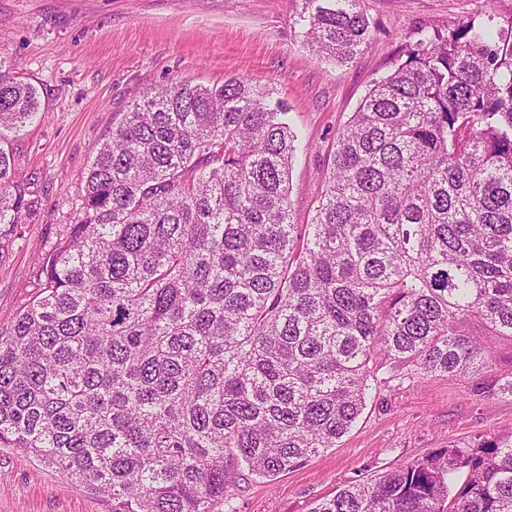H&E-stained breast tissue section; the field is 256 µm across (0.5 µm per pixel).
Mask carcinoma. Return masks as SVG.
Segmentation results:
<instances>
[{
	"label": "carcinoma",
	"instance_id": "cac0c4a2",
	"mask_svg": "<svg viewBox=\"0 0 512 512\" xmlns=\"http://www.w3.org/2000/svg\"><path fill=\"white\" fill-rule=\"evenodd\" d=\"M304 4L294 25L318 55L368 44L361 0ZM405 56L339 131L307 224L273 88L182 79L133 103L0 335V446L112 512H215L241 468L273 478L334 447L377 357L489 368L461 324L512 337V17L421 29ZM39 111L0 61V140ZM38 204L0 147V249ZM484 389L512 397V371ZM311 512H512V435L438 448Z\"/></svg>",
	"mask_w": 512,
	"mask_h": 512
}]
</instances>
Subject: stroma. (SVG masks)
I'll list each match as a JSON object with an SVG mask.
<instances>
[{
    "label": "stroma",
    "instance_id": "stroma-1",
    "mask_svg": "<svg viewBox=\"0 0 512 512\" xmlns=\"http://www.w3.org/2000/svg\"><path fill=\"white\" fill-rule=\"evenodd\" d=\"M369 44L352 61L319 57L293 21L303 0H0V58L36 87L37 119L1 144L17 177L37 175L42 202L0 251V332L35 292L37 253L72 223L89 162L143 92L183 78L230 76L274 88L308 142L291 169L294 219L306 223L331 166L339 129L368 82L387 71L421 28H451L512 0H361ZM372 395L335 447L271 479L243 473L233 512H310L349 483L436 448L512 434V397L479 394L475 380L377 360ZM105 499L0 447V512H109Z\"/></svg>",
    "mask_w": 512,
    "mask_h": 512
}]
</instances>
